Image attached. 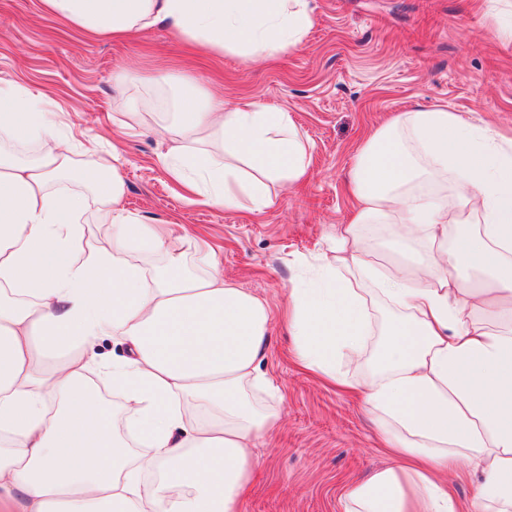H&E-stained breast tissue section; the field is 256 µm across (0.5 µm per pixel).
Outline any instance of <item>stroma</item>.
<instances>
[{"mask_svg": "<svg viewBox=\"0 0 512 512\" xmlns=\"http://www.w3.org/2000/svg\"><path fill=\"white\" fill-rule=\"evenodd\" d=\"M315 22L295 49L267 58L193 57L155 30L99 39L45 14L39 0H0V86L41 92L111 161L121 147L124 206L148 224L174 222L220 251L226 279L266 302L264 369L283 400L277 429L243 512H341L344 485L385 467L361 402L299 371L283 315L290 289L317 283L326 238L347 223L345 182L356 148L399 112L441 108L512 140V0H313ZM231 105L243 98L287 110L309 145L302 183L272 210L190 204L159 158L168 143L148 126L173 123L184 88ZM133 100V127L117 99Z\"/></svg>", "mask_w": 512, "mask_h": 512, "instance_id": "35a3bbf8", "label": "stroma"}]
</instances>
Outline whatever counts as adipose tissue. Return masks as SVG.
Wrapping results in <instances>:
<instances>
[{
    "label": "adipose tissue",
    "instance_id": "ef3b65f1",
    "mask_svg": "<svg viewBox=\"0 0 512 512\" xmlns=\"http://www.w3.org/2000/svg\"><path fill=\"white\" fill-rule=\"evenodd\" d=\"M40 4L100 37L163 26L245 57L290 50L314 23L309 0ZM151 133L193 203L260 213L308 173L291 115L257 100L193 93ZM62 136L41 94L0 88V512H242L253 450L279 420L255 396L270 386V311L224 279L208 242L132 216L119 169L92 145L77 160ZM28 144L36 160H17ZM347 192L322 287L287 296L298 365L358 392L392 458L345 486L343 512H512V141L444 109L401 112L357 149ZM381 247L388 261L373 262ZM378 301L391 315L371 355ZM105 338L126 355L103 359ZM346 359L367 377L352 381ZM463 460L482 476L465 504Z\"/></svg>",
    "mask_w": 512,
    "mask_h": 512
}]
</instances>
